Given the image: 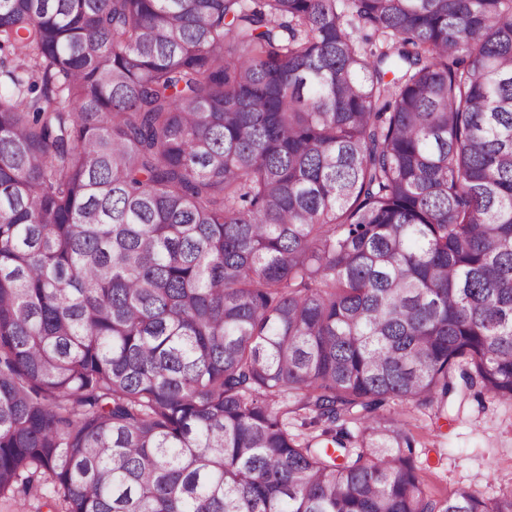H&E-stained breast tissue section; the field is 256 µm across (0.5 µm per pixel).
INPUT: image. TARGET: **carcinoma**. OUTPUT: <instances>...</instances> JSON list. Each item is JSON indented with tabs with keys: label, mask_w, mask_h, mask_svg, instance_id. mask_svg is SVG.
I'll return each instance as SVG.
<instances>
[{
	"label": "carcinoma",
	"mask_w": 512,
	"mask_h": 512,
	"mask_svg": "<svg viewBox=\"0 0 512 512\" xmlns=\"http://www.w3.org/2000/svg\"><path fill=\"white\" fill-rule=\"evenodd\" d=\"M0 53V498L512 512L387 409L512 403V0H0Z\"/></svg>",
	"instance_id": "cac0c4a2"
}]
</instances>
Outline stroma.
<instances>
[{"mask_svg": "<svg viewBox=\"0 0 512 512\" xmlns=\"http://www.w3.org/2000/svg\"><path fill=\"white\" fill-rule=\"evenodd\" d=\"M409 414L424 444L418 465L435 496L463 484L489 496L512 490V404L481 394L444 418L432 407H413Z\"/></svg>", "mask_w": 512, "mask_h": 512, "instance_id": "obj_1", "label": "stroma"}]
</instances>
